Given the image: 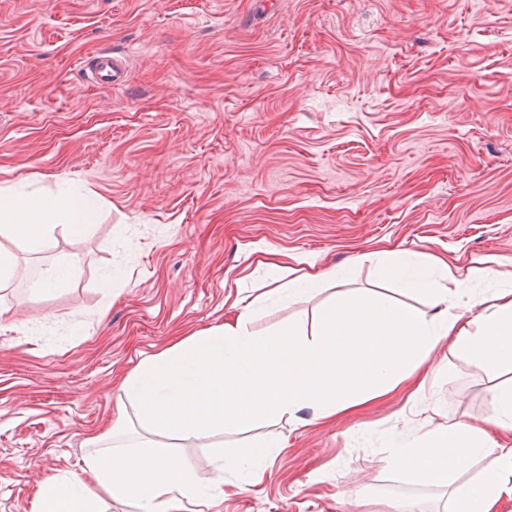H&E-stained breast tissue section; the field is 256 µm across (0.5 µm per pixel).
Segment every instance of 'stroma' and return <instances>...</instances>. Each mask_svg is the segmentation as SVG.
<instances>
[{
    "label": "stroma",
    "instance_id": "1",
    "mask_svg": "<svg viewBox=\"0 0 512 512\" xmlns=\"http://www.w3.org/2000/svg\"><path fill=\"white\" fill-rule=\"evenodd\" d=\"M102 49L128 56L125 85L88 81ZM0 184L99 204L48 251L0 239L21 265L71 264L44 294L0 286V512H32L39 482L81 472L125 374L268 291L260 250L351 266L361 293L384 248L446 258L478 293L512 284V0H0ZM331 296L266 303L251 327ZM437 357L423 387L351 416L165 443L222 485L202 512H347L380 484L442 512L386 445L482 424L496 380ZM258 433L285 446L236 490L216 446Z\"/></svg>",
    "mask_w": 512,
    "mask_h": 512
}]
</instances>
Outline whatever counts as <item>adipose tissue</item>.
<instances>
[{
    "mask_svg": "<svg viewBox=\"0 0 512 512\" xmlns=\"http://www.w3.org/2000/svg\"><path fill=\"white\" fill-rule=\"evenodd\" d=\"M64 216L71 233H82L97 216L94 196L76 190L58 197L0 188V235L33 252L50 248L52 221ZM379 281L397 295H361L341 287L347 275L309 261L278 300L296 301L337 286L313 327L300 320L261 335L252 317L265 296L237 299L230 320L178 341L143 360L120 385L116 418L95 445L81 475L44 480L34 512H103L105 500L128 502L138 512H183L205 496L189 459L158 439L188 440L230 427L249 431L274 424L302 408L328 419L383 396L431 365L440 345L492 372H512V285L478 294L454 278L446 259H422L407 249H383ZM425 298L429 311L408 305L406 296ZM494 415L484 424L451 421L419 436L393 439L385 460L448 493L447 512H497L512 492V446L498 435L512 433V383L494 386ZM145 431L142 441L123 446L130 422ZM279 443L257 440L249 454L225 448L221 456L245 484L261 481ZM491 469L471 481L463 476L479 458Z\"/></svg>",
    "mask_w": 512,
    "mask_h": 512,
    "instance_id": "adipose-tissue-1",
    "label": "adipose tissue"
}]
</instances>
